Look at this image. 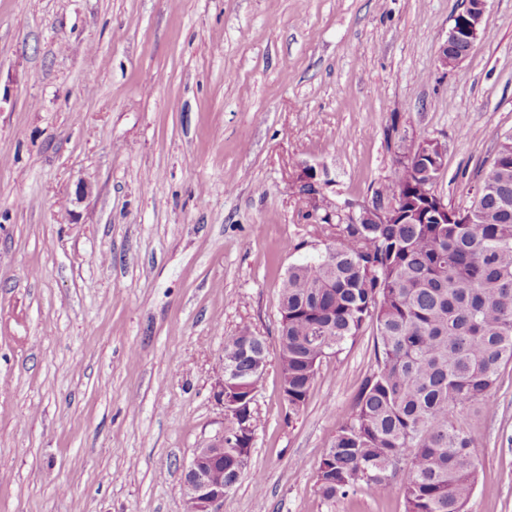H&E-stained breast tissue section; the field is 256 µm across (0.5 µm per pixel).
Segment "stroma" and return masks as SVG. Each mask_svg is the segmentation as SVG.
<instances>
[{
    "label": "stroma",
    "mask_w": 512,
    "mask_h": 512,
    "mask_svg": "<svg viewBox=\"0 0 512 512\" xmlns=\"http://www.w3.org/2000/svg\"><path fill=\"white\" fill-rule=\"evenodd\" d=\"M463 5L0 0V512H184L185 466L231 423L213 388L244 327L268 363L224 512H404L396 493L317 487L376 367L373 329L322 361L296 412L278 298L326 244L300 165L330 214H355L436 138L435 189L457 206L512 133V0H487L445 71ZM472 435L469 512H512V363ZM486 1L465 0L464 9L456 16L457 21L450 29L448 39L440 50L438 56L440 69L453 68L468 55L478 37ZM316 178L317 173L312 166L305 165L299 167L294 183L298 192H303L302 196L304 198H317L321 194L319 182Z\"/></svg>",
    "instance_id": "obj_1"
}]
</instances>
